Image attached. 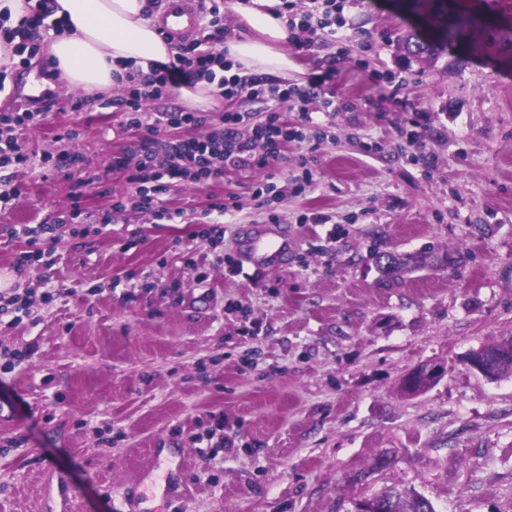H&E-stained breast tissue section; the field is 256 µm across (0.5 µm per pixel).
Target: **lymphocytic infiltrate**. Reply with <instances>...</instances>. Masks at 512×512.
Listing matches in <instances>:
<instances>
[{"label":"lymphocytic infiltrate","instance_id":"obj_1","mask_svg":"<svg viewBox=\"0 0 512 512\" xmlns=\"http://www.w3.org/2000/svg\"><path fill=\"white\" fill-rule=\"evenodd\" d=\"M204 26L198 37L178 41L166 63L129 72L122 100L124 131H167L166 139L141 145L137 153L113 156L112 167L125 172L131 195L116 196L109 210L101 213L100 226L133 209L154 219L175 222L182 213L165 205V197L176 182L204 184L222 178L228 168L273 167L285 158L290 144L320 138L336 110L334 100L320 98L317 110L307 102L320 97L323 77H309L299 85L270 74L247 72L228 58L224 48L222 0H209ZM354 0H280L275 12L285 19L292 45L309 52L321 45L342 47L351 28L349 11ZM216 85L226 107L220 128H213L208 113L167 105L173 87L198 82ZM157 103L154 112L147 102ZM298 103L295 120L285 119L282 104ZM265 107L263 121H255L248 104ZM46 113L30 110L0 112V169L19 168L30 156L21 135L42 125Z\"/></svg>","mask_w":512,"mask_h":512}]
</instances>
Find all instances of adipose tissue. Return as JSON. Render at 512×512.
Segmentation results:
<instances>
[{"instance_id":"obj_1","label":"adipose tissue","mask_w":512,"mask_h":512,"mask_svg":"<svg viewBox=\"0 0 512 512\" xmlns=\"http://www.w3.org/2000/svg\"><path fill=\"white\" fill-rule=\"evenodd\" d=\"M60 28L46 48L70 89L92 98L111 93L130 66L168 62L171 49L145 14L146 0H55ZM250 33L226 42L229 56L251 71L287 74L294 63L284 51L283 19L235 0Z\"/></svg>"}]
</instances>
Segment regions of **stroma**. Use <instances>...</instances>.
Listing matches in <instances>:
<instances>
[{"label": "stroma", "mask_w": 512, "mask_h": 512, "mask_svg": "<svg viewBox=\"0 0 512 512\" xmlns=\"http://www.w3.org/2000/svg\"><path fill=\"white\" fill-rule=\"evenodd\" d=\"M447 6L474 26L429 63L399 42L428 31L416 0H360L347 59L289 49L288 81L326 75L338 106L313 152L289 146L275 170L294 177L308 153L313 188L262 207V170L176 183L166 204L184 221L130 210L100 234L64 224L53 266L21 273L26 240L0 237V290L29 301L22 321L0 316V398L17 403L0 434V512H61L45 490L52 468L70 485L68 512H115L156 465L169 481L149 491L148 512H356L394 486L437 512H512V378L463 362L512 335V45L492 41L512 27V0ZM123 95L66 90L42 56L0 72V109L48 115L25 134L31 160L0 227L76 204L88 225L129 192L112 169L133 141ZM71 151L83 172L54 174L49 159ZM213 195L236 207L216 247L188 238ZM273 215L294 236L287 262L231 272L238 225ZM427 245L466 260L380 284L373 247ZM7 351L20 356L9 373ZM430 360L445 376L401 396L400 377Z\"/></svg>", "instance_id": "obj_1"}]
</instances>
